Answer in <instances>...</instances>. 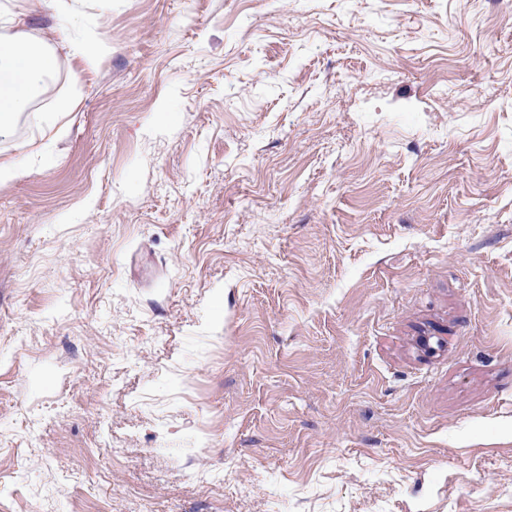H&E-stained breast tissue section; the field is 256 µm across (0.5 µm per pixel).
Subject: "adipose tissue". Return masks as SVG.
Returning a JSON list of instances; mask_svg holds the SVG:
<instances>
[{
	"label": "adipose tissue",
	"mask_w": 512,
	"mask_h": 512,
	"mask_svg": "<svg viewBox=\"0 0 512 512\" xmlns=\"http://www.w3.org/2000/svg\"><path fill=\"white\" fill-rule=\"evenodd\" d=\"M19 14H0V137L9 136L32 111L54 76L56 49L23 32ZM112 52L98 27L79 30L67 54L79 71L95 70Z\"/></svg>",
	"instance_id": "obj_1"
}]
</instances>
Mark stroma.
I'll return each instance as SVG.
<instances>
[{
  "instance_id": "stroma-1",
  "label": "stroma",
  "mask_w": 512,
  "mask_h": 512,
  "mask_svg": "<svg viewBox=\"0 0 512 512\" xmlns=\"http://www.w3.org/2000/svg\"><path fill=\"white\" fill-rule=\"evenodd\" d=\"M0 0L77 90L0 184V512H512L503 0ZM68 43V57L80 72L95 70L112 52L111 42L101 34L97 23L86 30L81 28ZM41 142L37 145L34 144V148L30 152L29 156L36 157L45 153L50 147L57 141L61 140L66 134V128L63 125H57V117L49 116L41 119L39 127ZM37 146V147H35Z\"/></svg>"
}]
</instances>
